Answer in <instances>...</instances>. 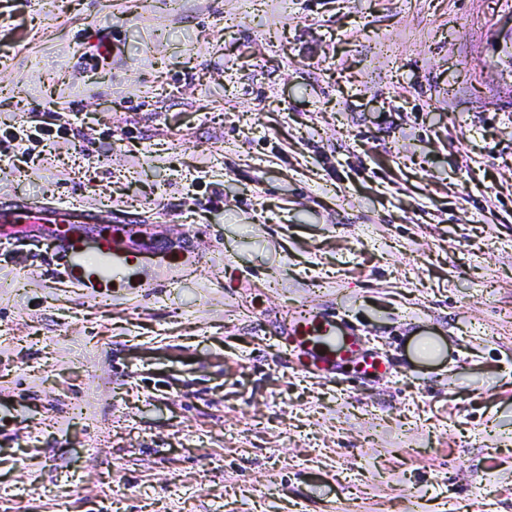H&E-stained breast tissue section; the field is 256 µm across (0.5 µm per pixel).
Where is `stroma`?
Segmentation results:
<instances>
[{"label":"stroma","instance_id":"1","mask_svg":"<svg viewBox=\"0 0 512 512\" xmlns=\"http://www.w3.org/2000/svg\"><path fill=\"white\" fill-rule=\"evenodd\" d=\"M9 4L0 137L68 132L0 210L150 225L158 287L0 247V512H512V4ZM303 308L389 370L303 371ZM2 224H96V219L81 208L69 203L50 207L46 202L26 204L18 211L1 214Z\"/></svg>","mask_w":512,"mask_h":512}]
</instances>
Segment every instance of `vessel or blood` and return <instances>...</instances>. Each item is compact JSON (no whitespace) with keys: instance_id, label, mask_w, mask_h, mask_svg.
<instances>
[{"instance_id":"b4317fda","label":"vessel or blood","mask_w":512,"mask_h":512,"mask_svg":"<svg viewBox=\"0 0 512 512\" xmlns=\"http://www.w3.org/2000/svg\"><path fill=\"white\" fill-rule=\"evenodd\" d=\"M93 221V216L73 203L52 207L42 201L0 213L2 224L52 225L49 243L54 262L52 276L78 288L84 295L108 301L116 293L139 296L150 292L151 283L139 276L141 250L113 236L76 235L70 231L71 225ZM286 336L291 350L303 357L305 371L315 376L334 372L359 352L360 338L349 323L323 310L310 308L296 312Z\"/></svg>"}]
</instances>
